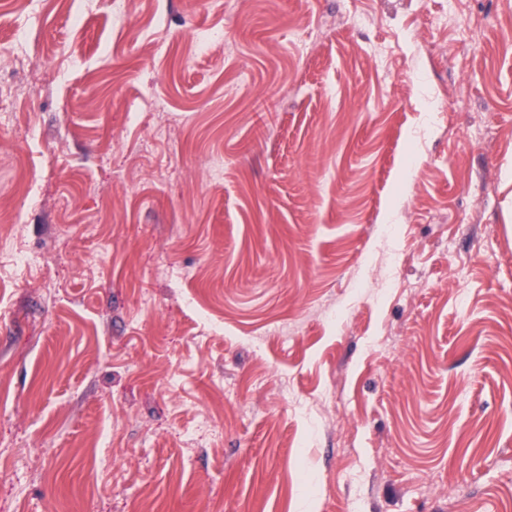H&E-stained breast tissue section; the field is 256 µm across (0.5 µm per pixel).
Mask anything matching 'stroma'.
<instances>
[{"instance_id": "obj_1", "label": "stroma", "mask_w": 512, "mask_h": 512, "mask_svg": "<svg viewBox=\"0 0 512 512\" xmlns=\"http://www.w3.org/2000/svg\"><path fill=\"white\" fill-rule=\"evenodd\" d=\"M4 48L0 512H512V0H33Z\"/></svg>"}]
</instances>
